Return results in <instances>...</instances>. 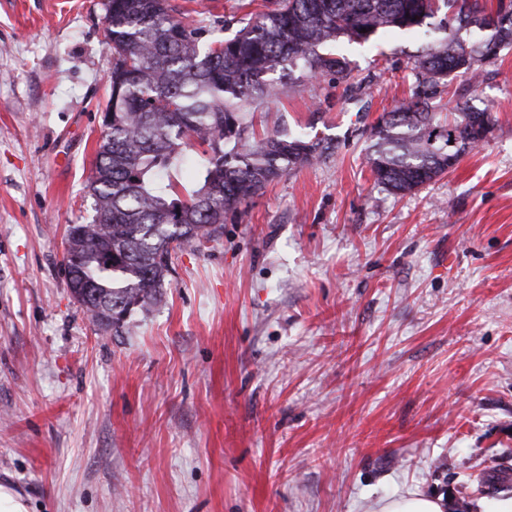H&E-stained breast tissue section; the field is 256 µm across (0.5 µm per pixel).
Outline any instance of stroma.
<instances>
[{"label": "stroma", "mask_w": 512, "mask_h": 512, "mask_svg": "<svg viewBox=\"0 0 512 512\" xmlns=\"http://www.w3.org/2000/svg\"><path fill=\"white\" fill-rule=\"evenodd\" d=\"M106 0H0V483L29 512H371L406 493L512 497V47L480 86L493 131L392 195L367 163L410 94L402 37L341 45L360 84L256 107L311 128L294 168L173 257L134 331L72 298L112 52Z\"/></svg>", "instance_id": "1"}]
</instances>
